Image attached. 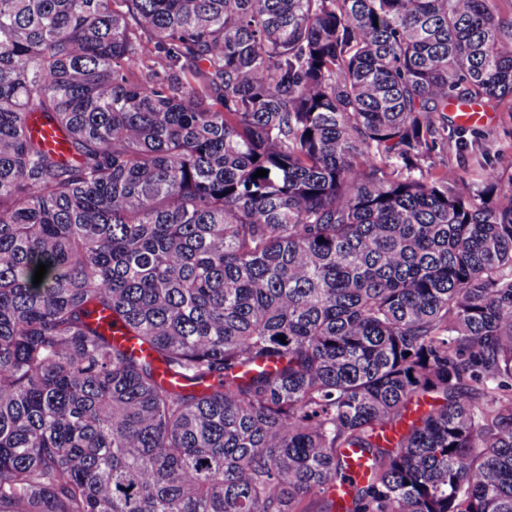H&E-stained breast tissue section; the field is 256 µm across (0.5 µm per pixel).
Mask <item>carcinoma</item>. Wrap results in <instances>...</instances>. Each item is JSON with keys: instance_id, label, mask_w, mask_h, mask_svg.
Returning a JSON list of instances; mask_svg holds the SVG:
<instances>
[{"instance_id": "carcinoma-1", "label": "carcinoma", "mask_w": 512, "mask_h": 512, "mask_svg": "<svg viewBox=\"0 0 512 512\" xmlns=\"http://www.w3.org/2000/svg\"><path fill=\"white\" fill-rule=\"evenodd\" d=\"M501 2L0 0V512H512ZM510 100L506 99L495 108L487 107L493 119L487 123L490 114L480 105L461 107L460 120L465 123L477 122L480 125L466 127L463 134H452L449 120L453 112L448 114V148L445 147L425 166L438 168L443 164L453 168L469 185L481 186L483 166H493L499 173L502 183L508 185L512 181V109ZM487 123V124H484ZM463 135V137H459Z\"/></svg>"}]
</instances>
